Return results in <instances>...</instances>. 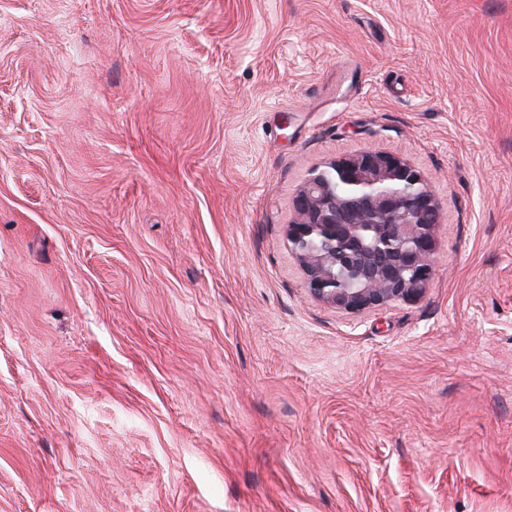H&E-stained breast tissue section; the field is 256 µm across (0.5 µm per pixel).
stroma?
I'll use <instances>...</instances> for the list:
<instances>
[{
	"label": "stroma",
	"mask_w": 512,
	"mask_h": 512,
	"mask_svg": "<svg viewBox=\"0 0 512 512\" xmlns=\"http://www.w3.org/2000/svg\"><path fill=\"white\" fill-rule=\"evenodd\" d=\"M364 150L423 297L312 298ZM0 512H512V0H0ZM439 209L429 179L407 160L375 151L341 156L297 188L288 251L310 295L340 312L414 302L435 274Z\"/></svg>",
	"instance_id": "stroma-1"
}]
</instances>
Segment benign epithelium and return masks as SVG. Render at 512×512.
<instances>
[{
    "mask_svg": "<svg viewBox=\"0 0 512 512\" xmlns=\"http://www.w3.org/2000/svg\"><path fill=\"white\" fill-rule=\"evenodd\" d=\"M440 205L407 160L364 151L311 170L285 227L316 300L347 314L420 299L435 274Z\"/></svg>",
    "mask_w": 512,
    "mask_h": 512,
    "instance_id": "benign-epithelium-1",
    "label": "benign epithelium"
}]
</instances>
